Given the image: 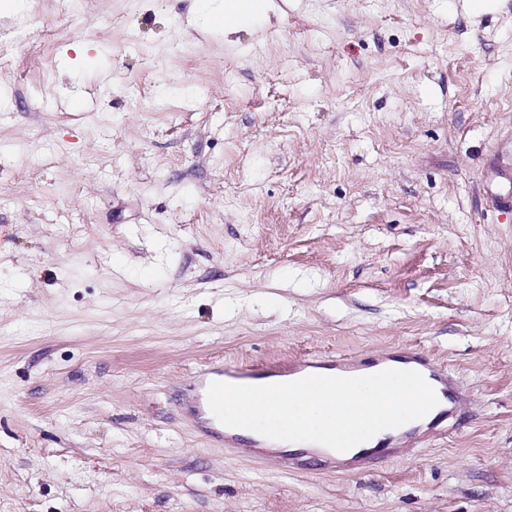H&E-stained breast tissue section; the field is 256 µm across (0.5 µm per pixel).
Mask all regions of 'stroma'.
<instances>
[{"label": "stroma", "instance_id": "1", "mask_svg": "<svg viewBox=\"0 0 512 512\" xmlns=\"http://www.w3.org/2000/svg\"><path fill=\"white\" fill-rule=\"evenodd\" d=\"M5 0L0 512H512V0ZM425 351L447 435L325 470L194 373ZM193 389H200L197 397L192 399V411L196 416L205 420V424L214 438L223 441L225 446L236 448L232 435L225 433L226 424L224 423V404L238 403V395L260 396L252 390H239L232 393L224 388V368L212 367L204 369L193 376ZM225 438V439H224Z\"/></svg>", "mask_w": 512, "mask_h": 512}]
</instances>
